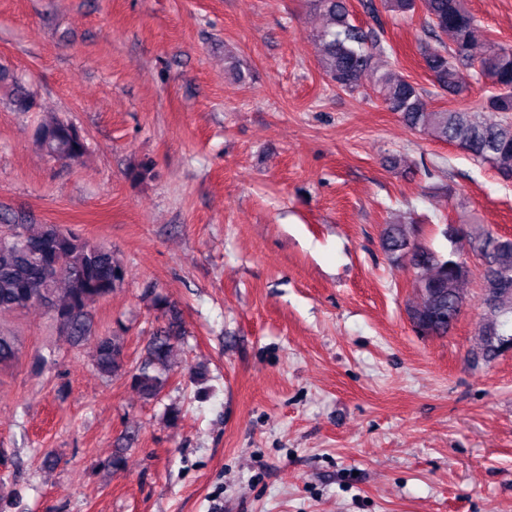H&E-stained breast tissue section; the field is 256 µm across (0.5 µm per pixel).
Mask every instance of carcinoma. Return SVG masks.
<instances>
[{
	"label": "carcinoma",
	"mask_w": 512,
	"mask_h": 512,
	"mask_svg": "<svg viewBox=\"0 0 512 512\" xmlns=\"http://www.w3.org/2000/svg\"><path fill=\"white\" fill-rule=\"evenodd\" d=\"M419 3L427 30L437 42L423 51L432 85L450 95H462L468 87L460 66L477 67L491 89L475 110L432 109L426 92L395 71L394 50L375 27L381 26L382 14L413 13ZM310 4L326 18L317 34L319 65L333 86L354 93L362 87L364 76L374 75V94L409 128L457 145L489 164L501 178L512 180V46L489 41L476 52L475 17L466 0H361L363 12L374 23L371 28L354 23L349 0H310ZM448 33L450 45L441 38ZM2 84L12 86L17 111H30L33 99L8 69L0 67ZM35 143L47 155L64 161H77L87 150L79 130L53 116L38 125ZM0 224L12 226V232L0 234V312L45 308L67 340L91 342L93 365L101 375L126 373L125 336L116 331L96 335L90 322L94 305L124 281V267L112 249L90 244L56 224H25L6 213H0ZM448 237L455 245L442 256L412 239L407 225L388 224L381 246L389 257L422 273L415 285L421 302L408 315L419 331L432 335L447 333L457 321L465 304L463 285L473 275L470 256L480 260L487 274L483 276L485 310L478 355L490 359L502 343L512 342V248L502 246L490 229L468 234L461 226H450ZM42 242L51 244L49 253L39 256L28 249L29 244ZM153 303L167 324L151 337L144 360L130 373L132 387L145 398H154L164 389L183 339L174 307L159 297ZM17 354L15 337L1 332L0 366L13 363Z\"/></svg>",
	"instance_id": "obj_1"
}]
</instances>
